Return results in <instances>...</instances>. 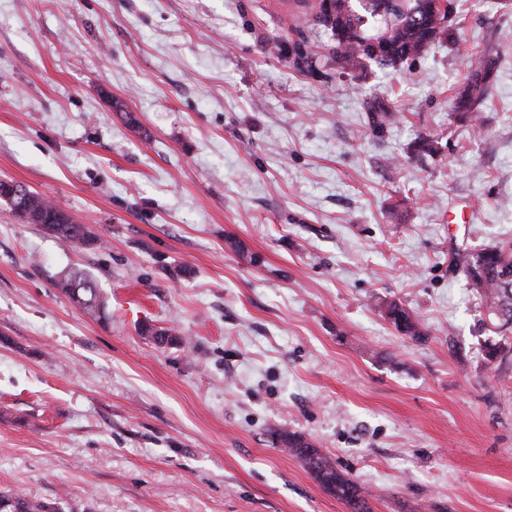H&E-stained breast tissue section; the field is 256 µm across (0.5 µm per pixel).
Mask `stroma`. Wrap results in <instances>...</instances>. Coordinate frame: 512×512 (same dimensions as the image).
Instances as JSON below:
<instances>
[{"instance_id":"obj_1","label":"stroma","mask_w":512,"mask_h":512,"mask_svg":"<svg viewBox=\"0 0 512 512\" xmlns=\"http://www.w3.org/2000/svg\"><path fill=\"white\" fill-rule=\"evenodd\" d=\"M331 43L287 0H0V179L97 239L0 201V490L66 512H348L274 444L287 428L372 512H512V358H487L449 268L512 240V0H458L399 68L344 69ZM475 52L494 62L478 132L453 112ZM379 106L399 122L373 128ZM72 268L104 319L58 293ZM28 189V188H27ZM8 195L6 191L0 192V200L5 201L18 218L28 224H39L42 228L65 244H87L93 245L96 238L88 227L75 224V222L64 211L50 202L45 197L28 189L25 199V206L28 211V218L23 219L17 215L15 199L5 200L2 195ZM389 308L387 320L390 321L398 332L408 336L412 340H420L425 334L420 330L418 322L410 313L395 302L383 303Z\"/></svg>"}]
</instances>
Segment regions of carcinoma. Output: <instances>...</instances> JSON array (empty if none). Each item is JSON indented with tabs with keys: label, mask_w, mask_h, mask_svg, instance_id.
Here are the masks:
<instances>
[{
	"label": "carcinoma",
	"mask_w": 512,
	"mask_h": 512,
	"mask_svg": "<svg viewBox=\"0 0 512 512\" xmlns=\"http://www.w3.org/2000/svg\"><path fill=\"white\" fill-rule=\"evenodd\" d=\"M315 25L331 32V47L336 61L346 69H362L369 63L398 67L419 57L435 43L433 31L440 18L434 0H332V7L318 5L312 15ZM470 79L455 99V111L460 117L473 115L475 102L487 88L492 73L491 61L479 55L470 60ZM28 218L24 222L38 224L65 244H87L96 241L88 227L75 223L64 211L36 192L28 191L25 199ZM451 265L465 273L478 294L492 332L501 336L498 342L485 345L486 355L495 360L512 352L507 333L512 331L502 317L512 319V243L488 247L478 253L457 251ZM55 287L60 294L91 317H99L103 306L99 301L96 282L87 273H72L57 278ZM387 320L398 332L412 340L424 336L418 322L395 302L387 303ZM140 334L158 343L180 345L182 341L164 329L149 324L140 327ZM275 444L295 456L328 494L348 506L350 512H372L368 499L358 483L340 471L333 459L322 453L304 436L288 430L274 433ZM0 512H64L58 502L28 497L13 491H0Z\"/></svg>",
	"instance_id": "carcinoma-1"
}]
</instances>
